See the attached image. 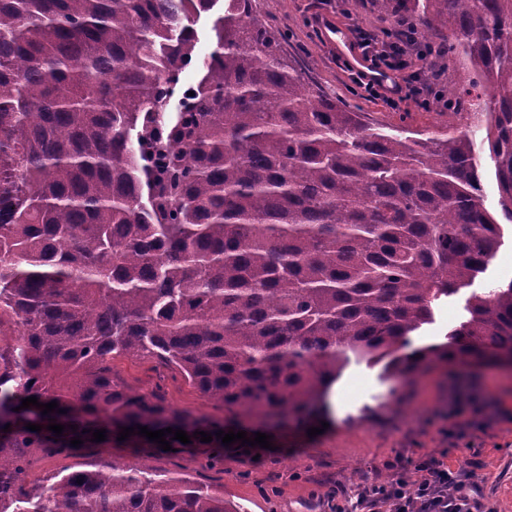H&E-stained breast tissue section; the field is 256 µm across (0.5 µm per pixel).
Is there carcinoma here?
I'll use <instances>...</instances> for the list:
<instances>
[{
	"instance_id": "cac0c4a2",
	"label": "carcinoma",
	"mask_w": 512,
	"mask_h": 512,
	"mask_svg": "<svg viewBox=\"0 0 512 512\" xmlns=\"http://www.w3.org/2000/svg\"><path fill=\"white\" fill-rule=\"evenodd\" d=\"M217 2L0 0V512H237L147 456L26 484L33 451L110 448L135 425L221 457L223 423L112 383L117 357L174 366L234 419L297 424L353 360L512 358V281L404 353L502 246L468 132L371 124L306 86L252 0H224L183 87ZM373 3L469 58L512 223V0ZM33 396L62 412L16 410ZM223 1L224 0H219L213 10L201 13V15L196 19L194 25L198 38L196 49L197 54L201 57L208 53L212 48L214 42L213 25L216 18L222 14Z\"/></svg>"
}]
</instances>
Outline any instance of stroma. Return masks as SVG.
<instances>
[{
  "label": "stroma",
  "mask_w": 512,
  "mask_h": 512,
  "mask_svg": "<svg viewBox=\"0 0 512 512\" xmlns=\"http://www.w3.org/2000/svg\"><path fill=\"white\" fill-rule=\"evenodd\" d=\"M315 0H252L254 13L281 34V55L307 81L370 120L406 123L413 130L455 126L467 130L482 159L483 200L500 216L495 163L488 149V122L482 101L464 98L456 109L410 108L399 115L383 104L352 94L350 72L335 48L305 23ZM344 34L355 28L375 33L394 29L395 20L379 17L371 0H332L325 11ZM503 244L485 273L470 286L480 293L512 281V224L502 226ZM115 382L134 391L160 394L167 406L212 420L228 421L223 407L203 397L170 367L152 360L119 358L112 363ZM327 429L311 437L292 422L245 423L247 435L271 437V448L241 447L224 451L219 466L207 464L208 449L189 448L153 459V466L179 471L192 480L223 491L238 512H350L357 486L347 483L353 470L365 481L385 471L395 458L418 460L445 455L448 465L472 458L474 495L489 512H512V372L493 366L453 363L411 376L382 374L379 368L350 363L330 388ZM475 438L467 449L464 434Z\"/></svg>",
  "instance_id": "stroma-1"
}]
</instances>
